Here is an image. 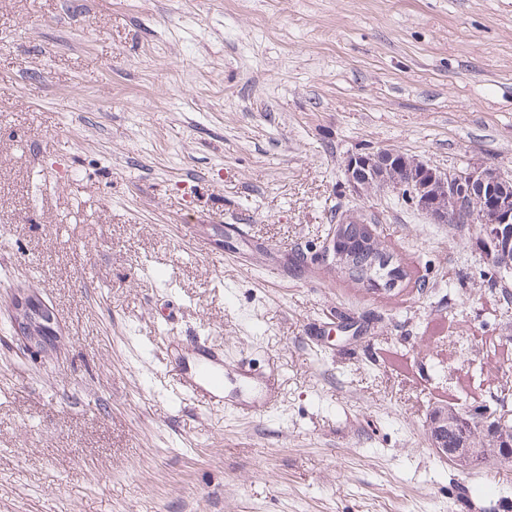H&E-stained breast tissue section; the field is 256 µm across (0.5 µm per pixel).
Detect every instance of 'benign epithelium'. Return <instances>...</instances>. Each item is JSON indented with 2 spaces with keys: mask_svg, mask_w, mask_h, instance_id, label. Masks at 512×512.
Listing matches in <instances>:
<instances>
[{
  "mask_svg": "<svg viewBox=\"0 0 512 512\" xmlns=\"http://www.w3.org/2000/svg\"><path fill=\"white\" fill-rule=\"evenodd\" d=\"M345 188L362 198L407 193L414 208L431 224L457 227L476 226L487 242L486 253L501 278L512 275V178L487 167H471L465 171L439 169L430 163L408 158L393 150L364 151L349 155L344 162ZM360 224L365 235L378 238V219L354 210L340 211L329 237L325 259L342 276L352 270V257L340 249L349 225ZM365 268L361 291L368 294H391L399 281L383 279L376 272L377 253ZM18 332L36 345H46L55 336L53 314L33 295L16 300ZM463 425L471 434L458 448L448 447V430ZM428 437L434 452L449 459L456 469L469 471L483 465L512 466V414L508 411L485 413L472 422L456 408H433L428 417Z\"/></svg>",
  "mask_w": 512,
  "mask_h": 512,
  "instance_id": "7a95c632",
  "label": "benign epithelium"
}]
</instances>
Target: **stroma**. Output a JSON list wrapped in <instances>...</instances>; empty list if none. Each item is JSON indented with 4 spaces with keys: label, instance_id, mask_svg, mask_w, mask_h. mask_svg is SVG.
Masks as SVG:
<instances>
[{
    "label": "stroma",
    "instance_id": "obj_1",
    "mask_svg": "<svg viewBox=\"0 0 512 512\" xmlns=\"http://www.w3.org/2000/svg\"><path fill=\"white\" fill-rule=\"evenodd\" d=\"M367 148L512 177V0H0V512H512L426 427L512 411V279L353 198ZM348 208L413 284L323 263ZM197 337L223 402L176 393ZM377 250H374L372 253L373 260L370 265V267L365 268V274L366 277L360 282V289L362 292L368 293V294H391L395 290L399 289L398 280H392L390 278H386L383 275H388L391 270L395 269V267L400 268L402 273L404 274V277L406 278L407 285L410 283V273L406 269L405 266H402L400 262H395L394 265H388L391 263V258L388 259L386 262H383V268H386L383 270V272L380 274L379 272L375 273L376 269L379 266V257L377 255ZM382 275V277H381ZM381 280L386 281L385 284L381 283ZM15 309L18 332L36 345L49 344L56 332L53 314L34 295L17 298Z\"/></svg>",
    "mask_w": 512,
    "mask_h": 512
}]
</instances>
